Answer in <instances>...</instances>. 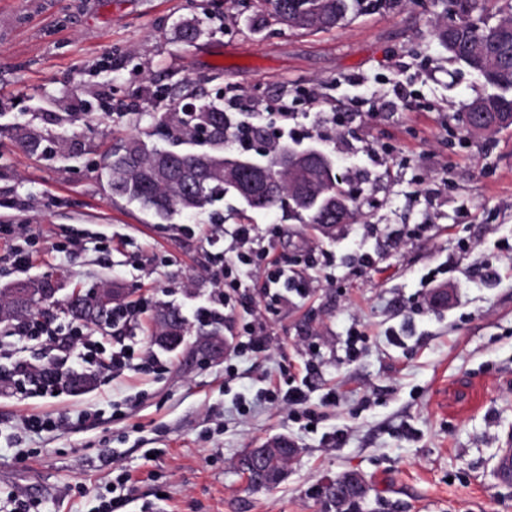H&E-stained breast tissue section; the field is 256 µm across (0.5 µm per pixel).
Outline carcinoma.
Returning <instances> with one entry per match:
<instances>
[{
	"mask_svg": "<svg viewBox=\"0 0 512 512\" xmlns=\"http://www.w3.org/2000/svg\"><path fill=\"white\" fill-rule=\"evenodd\" d=\"M445 4L443 20L436 26L435 39L447 51L448 58L465 65L477 73L484 83L496 92L475 98L468 106L474 113L468 128L475 133L491 132L504 128L502 116L512 114V11L502 12L496 18L484 13L482 0H461V8L471 15L468 24L460 20L453 9V0ZM261 8L269 11L276 23L310 32L327 31L341 26L347 19L349 0H258ZM218 121L224 126V137H229L234 127L224 104L212 102L200 109L182 112H165L158 122L169 135L182 144L200 141L198 124ZM207 149L201 152L175 151L133 136L127 139L107 158L105 171L112 194L136 202L163 221L183 212L205 211L215 202L232 193L251 210L283 208L282 200L255 201L240 192L238 186L225 179L224 141H205ZM291 155L309 153L273 145L265 153L266 161L260 163L246 158L252 165L263 164L274 170L278 181L292 191L288 199L291 217L301 224L319 227L334 224L340 217L354 219L357 209L354 199L343 191L336 180L335 167L330 163L312 168L299 175L278 164L284 151ZM58 289L49 287L48 278L27 280L13 287L0 290V324L37 320L45 304H56L60 313L74 320L101 329L112 328V290L103 288L92 295L87 291L77 296L70 292L58 299ZM188 323L180 311L165 306L156 314L155 341L166 348H177L182 342L176 336H187ZM45 381L74 390H88L95 385L96 376L88 373L63 372L48 367L43 372ZM293 456L272 452L261 462L263 488L279 483ZM255 481L249 487H259ZM367 492L361 487L354 497L333 499L328 505L333 512H355L356 504Z\"/></svg>",
	"mask_w": 512,
	"mask_h": 512,
	"instance_id": "1",
	"label": "carcinoma"
}]
</instances>
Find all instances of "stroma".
<instances>
[{
	"instance_id": "stroma-1",
	"label": "stroma",
	"mask_w": 512,
	"mask_h": 512,
	"mask_svg": "<svg viewBox=\"0 0 512 512\" xmlns=\"http://www.w3.org/2000/svg\"><path fill=\"white\" fill-rule=\"evenodd\" d=\"M442 16L441 0H383L306 32L261 17L253 0H0V289L58 273L64 295L126 290L141 312L121 335L150 354L82 394L1 381L0 494L23 490L40 512H97L121 476L131 492L119 512H326L321 483L355 471L369 486L361 512H512L496 474L512 447V126L466 134L463 113L485 87L433 38ZM183 21L200 30L193 44ZM280 98L300 114L290 146L331 154L344 188L361 190L356 220L335 236L228 194L216 242L209 215L162 221L112 194V149L133 135L166 145L155 115L218 100L261 124ZM23 129L66 141V153L19 148ZM239 224L276 227L288 262L327 255L303 269L304 295L264 314L270 351L155 344L146 326L162 304L198 330ZM16 245L33 255L27 270L10 262ZM264 280L254 271L233 296L220 323L230 345ZM439 288L448 305L436 309ZM355 333L365 342L353 359ZM310 357L307 417L265 391ZM31 416L67 425L24 430ZM277 437L299 451L279 484L251 490L236 461Z\"/></svg>"
}]
</instances>
